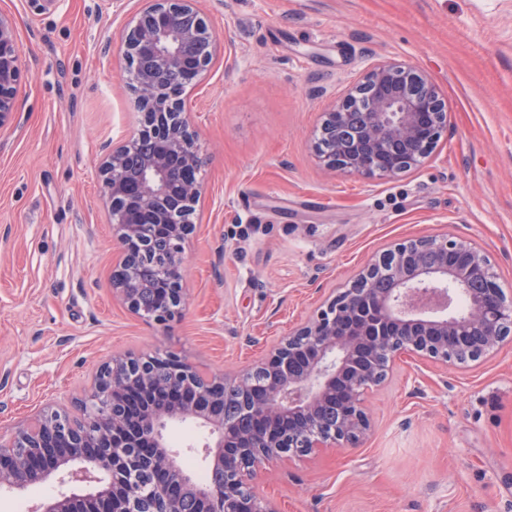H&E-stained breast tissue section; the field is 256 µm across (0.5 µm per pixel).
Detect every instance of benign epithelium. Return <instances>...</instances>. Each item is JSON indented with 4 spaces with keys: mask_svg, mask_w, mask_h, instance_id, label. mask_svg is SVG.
Returning a JSON list of instances; mask_svg holds the SVG:
<instances>
[{
    "mask_svg": "<svg viewBox=\"0 0 512 512\" xmlns=\"http://www.w3.org/2000/svg\"><path fill=\"white\" fill-rule=\"evenodd\" d=\"M198 0H142L112 50L138 86L137 131L115 142L99 168L118 259L112 293L134 314L167 324L181 313L186 257L202 183L183 93L220 52ZM19 48L0 14V128L14 114ZM437 85L399 60L366 67L322 113L313 155L329 173L392 179L422 165L446 122ZM461 311L448 314L454 297ZM512 337V300L486 253L448 234L397 242L354 280L237 374L200 379L185 357L115 353L102 362L72 414L45 404L0 433V490L54 482L34 512H278L254 489L260 468L327 448L357 447L371 431L367 394L398 357L436 365L480 363ZM234 398L239 409L224 412ZM175 422L207 429L198 482L165 435Z\"/></svg>",
    "mask_w": 512,
    "mask_h": 512,
    "instance_id": "benign-epithelium-1",
    "label": "benign epithelium"
}]
</instances>
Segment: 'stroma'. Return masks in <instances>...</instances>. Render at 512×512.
<instances>
[{"label": "stroma", "instance_id": "stroma-1", "mask_svg": "<svg viewBox=\"0 0 512 512\" xmlns=\"http://www.w3.org/2000/svg\"><path fill=\"white\" fill-rule=\"evenodd\" d=\"M139 7L0 0L21 53L0 129L1 432L81 397L115 352L242 370L397 240H471L512 296V0H199L221 55L186 97L205 192L188 300L163 327L129 312L97 169L140 123L103 49ZM381 59L437 84L442 136L398 178L326 176L320 116ZM369 401L362 445L271 463L256 492L279 512H512V344L462 369L402 357Z\"/></svg>", "mask_w": 512, "mask_h": 512}]
</instances>
